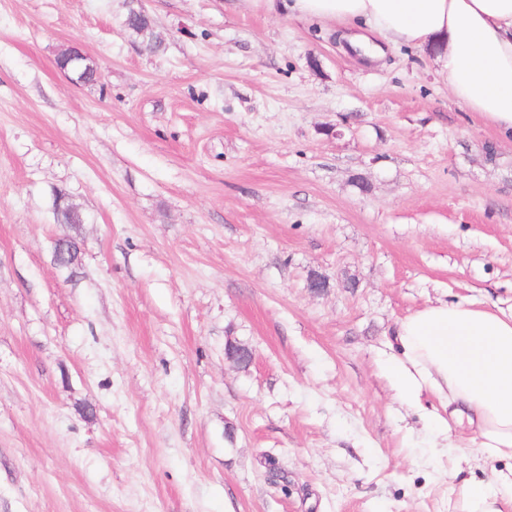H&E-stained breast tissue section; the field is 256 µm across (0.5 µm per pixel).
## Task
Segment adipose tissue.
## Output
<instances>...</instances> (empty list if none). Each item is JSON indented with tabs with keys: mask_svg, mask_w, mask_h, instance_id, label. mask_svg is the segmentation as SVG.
<instances>
[{
	"mask_svg": "<svg viewBox=\"0 0 512 512\" xmlns=\"http://www.w3.org/2000/svg\"><path fill=\"white\" fill-rule=\"evenodd\" d=\"M247 12H277L304 22L342 21L340 37L376 60L386 47L428 52L454 99L512 137V0H233ZM386 369L401 399L415 406L424 393L444 413L429 420L447 437L451 423L475 427L490 470L465 488L460 512H512V312L466 301L426 307L401 320Z\"/></svg>",
	"mask_w": 512,
	"mask_h": 512,
	"instance_id": "adipose-tissue-1",
	"label": "adipose tissue"
}]
</instances>
